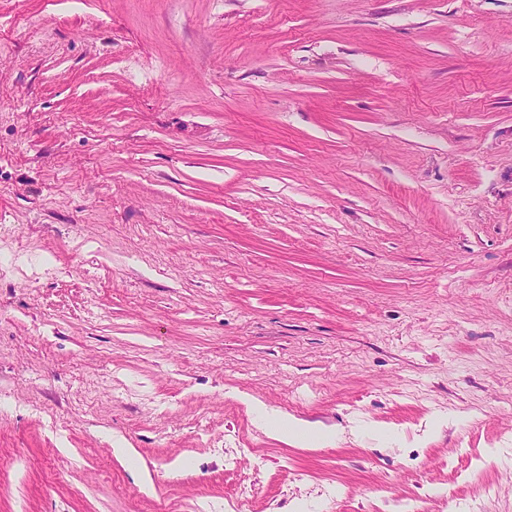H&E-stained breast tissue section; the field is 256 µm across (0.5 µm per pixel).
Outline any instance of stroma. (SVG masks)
Here are the masks:
<instances>
[{
    "instance_id": "stroma-1",
    "label": "stroma",
    "mask_w": 512,
    "mask_h": 512,
    "mask_svg": "<svg viewBox=\"0 0 512 512\" xmlns=\"http://www.w3.org/2000/svg\"><path fill=\"white\" fill-rule=\"evenodd\" d=\"M0 228V512H512V0H0ZM252 405L267 420L270 430L286 443L318 447L332 443L336 438L334 427L318 425L283 413L269 411L258 401H254Z\"/></svg>"
}]
</instances>
